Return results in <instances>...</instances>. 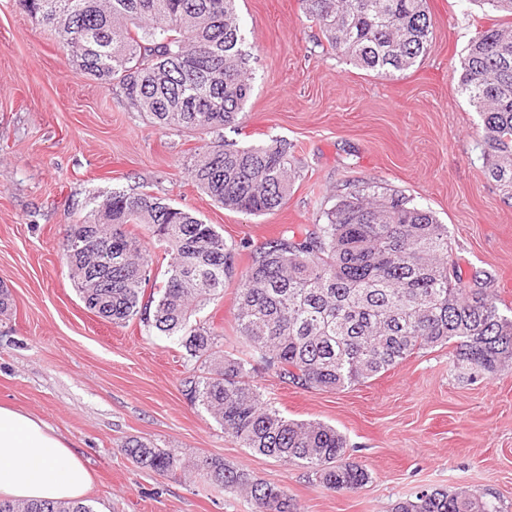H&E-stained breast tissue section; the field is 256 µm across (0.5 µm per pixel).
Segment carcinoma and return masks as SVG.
Segmentation results:
<instances>
[{"instance_id":"cac0c4a2","label":"carcinoma","mask_w":512,"mask_h":512,"mask_svg":"<svg viewBox=\"0 0 512 512\" xmlns=\"http://www.w3.org/2000/svg\"><path fill=\"white\" fill-rule=\"evenodd\" d=\"M54 33L80 72L114 88L163 129L213 135L188 166L192 182L225 209L261 216L280 208L294 179L286 139L239 147L224 128L244 123L251 55L242 49L237 0H17ZM512 17V0H474ZM328 47L392 77L413 67L432 40L427 0H301ZM462 94L481 117L484 174L512 198V24L477 33L460 60ZM164 247L151 252L129 231ZM64 257L85 308L116 325L137 320L175 336L202 372L181 381L242 448L298 464L326 490L370 480L346 458L336 428L284 417L250 381L251 361L224 353V330L200 313L235 283V330L251 354L297 387L338 391L375 378L421 350L446 346L466 381L512 369V315L484 272L463 280L448 226L432 211L362 183L326 212V223L253 247L237 271L234 248L212 224L147 193L114 189L67 226ZM166 261L162 279L153 265ZM154 292L146 293L147 285ZM121 451L141 468L176 477L173 448L137 440ZM211 484L250 501L253 512H296L283 488L205 460ZM0 512H92L80 501H0ZM393 512H501L476 492L421 490Z\"/></svg>"}]
</instances>
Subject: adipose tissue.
<instances>
[{
	"mask_svg": "<svg viewBox=\"0 0 512 512\" xmlns=\"http://www.w3.org/2000/svg\"><path fill=\"white\" fill-rule=\"evenodd\" d=\"M92 476L46 422L0 406V499L78 500Z\"/></svg>",
	"mask_w": 512,
	"mask_h": 512,
	"instance_id": "1",
	"label": "adipose tissue"
}]
</instances>
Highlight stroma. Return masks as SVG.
Segmentation results:
<instances>
[{
	"label": "stroma",
	"mask_w": 512,
	"mask_h": 512,
	"mask_svg": "<svg viewBox=\"0 0 512 512\" xmlns=\"http://www.w3.org/2000/svg\"><path fill=\"white\" fill-rule=\"evenodd\" d=\"M433 38L419 65L391 78L323 49L300 0H240L254 58L247 118L224 131L240 146L295 147L299 172L281 208L262 216L215 204L187 166L204 135L163 130L69 65L54 34L0 0V405L43 420L93 476V512H252L211 485L217 459L284 488L298 512H391L421 489L478 491L512 512V370L459 381L444 347L339 391L282 382L254 362L253 384L280 413L335 427L365 468L361 489L330 491L299 465L252 453L181 392L192 370L176 338L87 311L63 259L65 229L112 189L146 190L195 211L238 246L325 223L350 185L375 182L448 227L463 277L484 270L512 308V199L484 175L481 119L459 90V61L483 24L469 0H427ZM178 449L190 471L138 467L123 442Z\"/></svg>",
	"instance_id": "stroma-1"
}]
</instances>
